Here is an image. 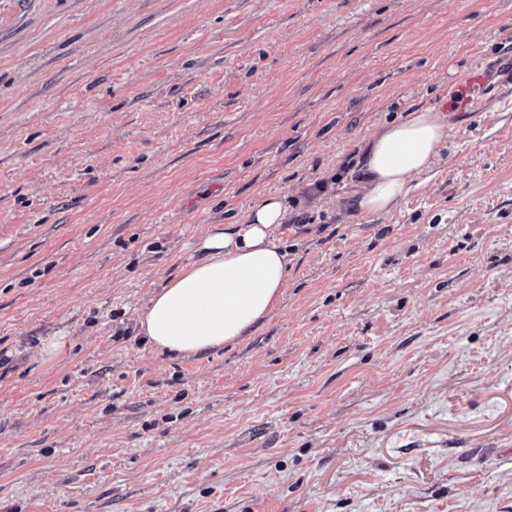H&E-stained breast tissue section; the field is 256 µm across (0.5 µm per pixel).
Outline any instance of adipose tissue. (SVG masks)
I'll use <instances>...</instances> for the list:
<instances>
[{
  "mask_svg": "<svg viewBox=\"0 0 512 512\" xmlns=\"http://www.w3.org/2000/svg\"><path fill=\"white\" fill-rule=\"evenodd\" d=\"M448 137V119L431 109L413 112L374 134L358 201L367 212L392 209L413 176L428 171ZM287 208L264 197L238 224H214L195 244L197 260L152 292L136 320L155 350L197 356L241 341L274 309L286 284L288 255L276 231Z\"/></svg>",
  "mask_w": 512,
  "mask_h": 512,
  "instance_id": "ef3b65f1",
  "label": "adipose tissue"
}]
</instances>
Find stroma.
<instances>
[{
	"mask_svg": "<svg viewBox=\"0 0 512 512\" xmlns=\"http://www.w3.org/2000/svg\"><path fill=\"white\" fill-rule=\"evenodd\" d=\"M268 194L276 308L156 352L152 291ZM0 512H512V0H0ZM448 138V117L432 109L413 112L382 128L367 144L359 207L388 212L410 188L413 176L428 171Z\"/></svg>",
	"mask_w": 512,
	"mask_h": 512,
	"instance_id": "obj_1",
	"label": "stroma"
}]
</instances>
